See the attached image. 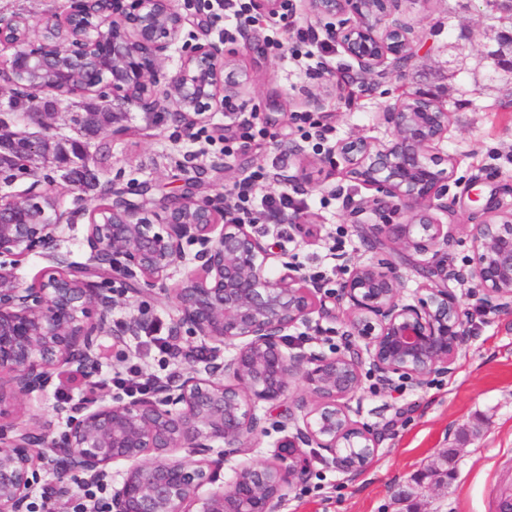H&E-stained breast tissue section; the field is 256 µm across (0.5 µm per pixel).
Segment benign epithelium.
I'll use <instances>...</instances> for the list:
<instances>
[{"label": "benign epithelium", "mask_w": 512, "mask_h": 512, "mask_svg": "<svg viewBox=\"0 0 512 512\" xmlns=\"http://www.w3.org/2000/svg\"><path fill=\"white\" fill-rule=\"evenodd\" d=\"M397 0H306L308 13L328 21V36L358 69L351 81L369 85L374 77H401L417 55L406 27L382 20ZM187 18L174 0H75L74 6L36 24L25 17L0 19V80L29 93L51 91L58 99L95 94L108 102L112 118L129 106L167 112L191 127L205 112H219L231 96L224 73L231 59L223 42L184 44L176 71L163 73L170 52L182 43ZM37 33V40L31 34ZM494 39L497 64L512 71V25ZM382 119L384 141L340 140L338 157L346 176L376 191L371 198L346 197V207L375 244L430 255L419 268L426 296L414 303L400 295L402 276L391 264L348 262L338 293L347 316L344 351L332 355L286 351L287 332L316 314L336 318V307L318 298L320 287L282 262L274 275L273 254L255 225L240 219L223 196L197 198V182L157 209L112 183L107 203L88 213L85 270L66 266L23 287L0 271V512H31L30 498L41 467L77 473L89 483L111 487L109 512H272L283 489L304 479L302 449L317 448L344 473L360 471L375 455L380 436L355 421L349 401L369 366L381 382L392 376L421 386L437 371L451 370L469 334L448 281L477 282L482 304L512 310V210L486 208L471 230L468 263L448 266L452 225L434 219L437 210L452 220L448 198L453 158L436 153L451 124V113L432 99L402 90ZM84 145L52 142L40 132L15 129L0 114V175L32 170L43 161L57 170L74 168ZM448 163L443 168L441 164ZM34 181L20 195H0V257H23L49 248L72 215ZM407 211L404 224H376L386 209ZM196 245L195 267L171 288L177 316L170 335L183 329L208 344L184 354L187 367L156 381L150 395L128 402L92 393L82 403L60 406L68 429L56 432L7 420L9 408L52 383L57 370L85 373L100 356L99 338L117 342L138 335L135 314L112 329L114 300L104 285L118 277L124 293L140 295L163 283L186 261L185 246ZM235 355L224 360L222 347ZM303 383L293 400L300 416L278 447L292 462L245 463L227 487L214 489L223 466L212 458L216 440L240 449L266 433L259 403L276 405L288 396L291 380ZM128 464L117 488L112 464Z\"/></svg>", "instance_id": "1"}]
</instances>
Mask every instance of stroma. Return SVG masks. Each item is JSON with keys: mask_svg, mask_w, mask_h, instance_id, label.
<instances>
[{"mask_svg": "<svg viewBox=\"0 0 512 512\" xmlns=\"http://www.w3.org/2000/svg\"><path fill=\"white\" fill-rule=\"evenodd\" d=\"M223 2L177 0L176 5L188 16L186 30L197 41L223 40L233 54L242 82L225 112L207 113L190 129L170 112H124L116 129H104L90 140L100 184L115 178L132 190L147 184L150 199L157 203L179 194L185 182L194 179L198 197L226 196L260 167L295 175L291 148L302 145L317 163L311 182L296 194L299 205L293 213L312 224V233L299 232L279 217L259 218L256 228L273 245L278 260L293 263L307 276L324 272L325 291L335 292L346 277L345 260L374 257L335 189L343 187V194L357 199L372 191L322 158L329 147L351 136L387 139L382 114L400 90L429 93L452 114L439 146L440 154L455 160L449 194L456 200V219L448 264L465 265L472 255L470 231L484 209L512 207V73L498 69L491 57L499 48L492 34L500 25L497 15L483 0H400L389 19L410 28L418 56L405 78L392 75L362 89L348 81L354 61L326 38L303 0H292L287 16L259 15L245 36L237 34L225 16ZM276 39L283 49L273 47ZM321 84L338 87L316 113L329 129H300L294 116L308 110L301 89ZM233 112L250 115L267 136L240 145L228 157L223 137L235 129L229 119ZM216 160L223 161L222 171L212 170ZM36 179L59 198L63 210L74 213L75 221L55 245L11 267L23 284L53 269L57 258L86 262L85 213L102 202L99 187L73 185L52 166L39 167L32 176L18 175L9 185L0 181V192L21 193ZM454 292L470 334L451 370L431 374L419 387L400 377L388 387L363 373L350 406L355 420L382 432L377 453L354 475L309 457L307 480L285 489L274 512H494L501 496L512 495V313L484 308L476 285L458 286ZM133 313L147 324L157 318L171 321L175 310L169 287L117 303L113 327ZM345 329L341 314L298 326L288 333V349L325 354L342 350ZM100 345V362L91 379L107 391L113 374L129 366H138L146 377H163L176 368L174 360L143 334L119 344L105 336ZM70 375L68 368L59 369L48 390L16 406L13 417L28 426L49 420L57 431H64L66 421L57 417L56 408L84 396L83 389L68 385ZM302 389L300 381H293L290 399L274 409L260 407V416L270 419L271 427L249 451L225 449L220 485H227L244 461L273 459L274 443L281 436L278 424ZM447 451L452 454L448 461L443 458ZM402 488L409 490V498L399 496Z\"/></svg>", "mask_w": 512, "mask_h": 512, "instance_id": "stroma-1", "label": "stroma"}]
</instances>
